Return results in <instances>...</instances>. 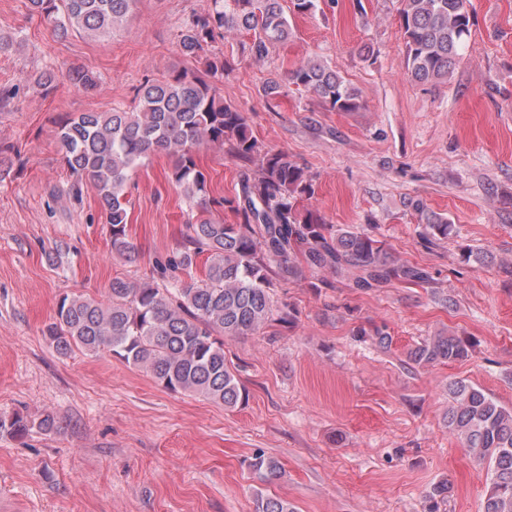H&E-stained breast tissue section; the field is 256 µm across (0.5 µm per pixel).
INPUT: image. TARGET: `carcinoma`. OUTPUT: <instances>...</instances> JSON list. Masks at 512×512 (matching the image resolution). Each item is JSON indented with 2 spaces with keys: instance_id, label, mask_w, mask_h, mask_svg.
<instances>
[{
  "instance_id": "1",
  "label": "carcinoma",
  "mask_w": 512,
  "mask_h": 512,
  "mask_svg": "<svg viewBox=\"0 0 512 512\" xmlns=\"http://www.w3.org/2000/svg\"><path fill=\"white\" fill-rule=\"evenodd\" d=\"M31 14L53 24L57 35L71 31L88 36L112 33L130 12L133 0H28ZM399 23L405 42V68L417 81L448 78L471 37L470 0H402ZM230 34L245 35L242 49L258 60L288 41L292 29L282 0H213V8L192 14L179 35L185 57ZM224 53L205 57L201 72L175 70L162 81L146 80L137 90L133 110L80 112L63 118L58 139L64 164L78 192L84 181L94 184L98 203L111 226L112 252L127 260L137 251L129 239L127 182L131 171L158 155L172 159L169 180L193 205L207 193V179L197 162L203 147L228 146L231 157L254 164L244 171L240 194L215 201L233 213L227 224L202 207L186 224L183 242L157 263L161 288L149 281L112 279L108 300L64 295L44 335L65 357L74 350L89 355L109 352L149 374L164 389L202 396L234 407L243 389L224 356V341L252 335L275 322L293 325L298 311L275 304L276 277L302 279L306 272L330 271L353 276L354 285L370 290L393 282L423 285L431 281L421 267L398 261L371 229L329 224L304 205L315 194L313 178L285 152H271L253 135L245 113L224 102L214 81L224 77ZM65 79L86 90L98 85L97 75L78 69ZM289 83L321 99L331 110L356 112L358 92L340 72L318 59H304L288 73ZM421 238L433 244L448 238V218L428 211L416 200ZM207 254L204 275L193 276L197 258ZM184 271L189 280L176 272ZM382 348L392 338L372 325L358 330ZM476 345L470 337L440 332L406 353L417 367L467 359ZM448 430L469 454L491 471L482 512H512V408L500 405L483 389L464 380L448 384ZM54 418L38 424L17 414L0 421L22 437L33 427L49 430ZM248 467L258 480L281 477L277 459L257 451ZM451 483L442 480L429 492V512L448 498ZM254 512H296L285 499L255 494Z\"/></svg>"
}]
</instances>
